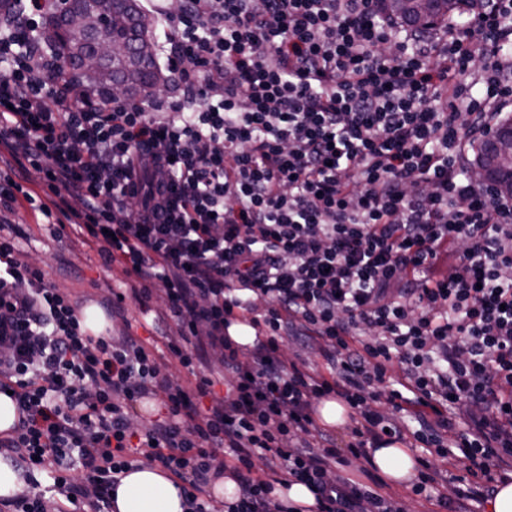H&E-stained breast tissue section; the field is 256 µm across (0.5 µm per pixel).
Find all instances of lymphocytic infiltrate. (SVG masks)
Here are the masks:
<instances>
[{
  "mask_svg": "<svg viewBox=\"0 0 512 512\" xmlns=\"http://www.w3.org/2000/svg\"><path fill=\"white\" fill-rule=\"evenodd\" d=\"M145 2L178 94L141 102L54 63L50 0H0V150L38 175L25 187L0 169V223L23 209L71 227L135 297L161 288L172 356L221 365L231 389L199 407L211 378L186 390L134 336L89 334L77 300L0 234V393L18 413L0 449L48 473L69 500L54 512H110L137 457L181 482L185 512H281L270 493L292 481L318 512H402L333 477L313 418L333 394L360 417L352 455L416 422V493L472 512L494 487L448 500L441 462L512 468V197L474 180L469 156L512 108V0L424 30L374 0ZM239 322L251 349L229 337ZM284 335L328 374L286 359ZM157 393L168 416L139 431L134 405ZM226 453L239 494L217 505L198 493Z\"/></svg>",
  "mask_w": 512,
  "mask_h": 512,
  "instance_id": "lymphocytic-infiltrate-1",
  "label": "lymphocytic infiltrate"
}]
</instances>
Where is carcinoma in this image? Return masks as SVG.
Wrapping results in <instances>:
<instances>
[{
    "instance_id": "1",
    "label": "carcinoma",
    "mask_w": 512,
    "mask_h": 512,
    "mask_svg": "<svg viewBox=\"0 0 512 512\" xmlns=\"http://www.w3.org/2000/svg\"><path fill=\"white\" fill-rule=\"evenodd\" d=\"M482 0H383L384 10L406 25L423 29L427 24L420 16L446 19L461 13V7H476ZM59 2L52 0L53 14L47 24L52 33L55 61L76 73L84 82L100 92H121L134 100H145L164 85V76L157 70L155 57L158 45L154 27L158 19L146 16L138 0H70L65 11L82 9L96 12L101 21L86 37L70 33L55 22ZM102 41L115 50L95 69L86 65L95 45Z\"/></svg>"
}]
</instances>
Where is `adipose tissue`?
Here are the masks:
<instances>
[{
  "mask_svg": "<svg viewBox=\"0 0 512 512\" xmlns=\"http://www.w3.org/2000/svg\"><path fill=\"white\" fill-rule=\"evenodd\" d=\"M365 459L384 485L396 487L417 479L418 463L407 440L366 448ZM112 512H184V507L175 479L141 462L120 475Z\"/></svg>",
  "mask_w": 512,
  "mask_h": 512,
  "instance_id": "obj_1",
  "label": "adipose tissue"
}]
</instances>
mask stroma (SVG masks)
Listing matches in <instances>:
<instances>
[{
    "mask_svg": "<svg viewBox=\"0 0 512 512\" xmlns=\"http://www.w3.org/2000/svg\"><path fill=\"white\" fill-rule=\"evenodd\" d=\"M21 249L34 258L47 278L66 289L80 304L104 305L113 292L125 293L120 311L108 314L112 336L129 333L137 337L161 361L168 363L174 381L184 387H194L195 376L172 359L167 345L177 337L178 321L170 309L158 298L141 302L129 294L130 278L121 266L106 263L98 249L84 244L77 233L59 236L53 224L35 223L27 212H20L15 227ZM336 463L333 472L344 482L362 488L380 491L382 496L399 503L404 512H438L435 502L414 494L410 488H381L368 467L364 456H353L351 444L357 437L353 428L333 431Z\"/></svg>",
    "mask_w": 512,
    "mask_h": 512,
    "instance_id": "obj_1",
    "label": "stroma"
}]
</instances>
